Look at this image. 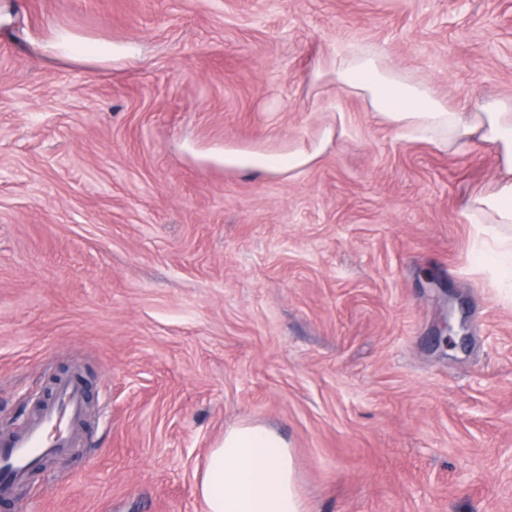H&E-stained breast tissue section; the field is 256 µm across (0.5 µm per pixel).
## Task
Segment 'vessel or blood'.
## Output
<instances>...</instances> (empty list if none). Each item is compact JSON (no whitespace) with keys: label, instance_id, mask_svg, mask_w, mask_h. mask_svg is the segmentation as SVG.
I'll return each mask as SVG.
<instances>
[{"label":"vessel or blood","instance_id":"b4317fda","mask_svg":"<svg viewBox=\"0 0 512 512\" xmlns=\"http://www.w3.org/2000/svg\"><path fill=\"white\" fill-rule=\"evenodd\" d=\"M85 411V393L79 376L59 381L52 402L30 419L26 427L0 438V503L13 488L27 482L38 462L77 447Z\"/></svg>","mask_w":512,"mask_h":512}]
</instances>
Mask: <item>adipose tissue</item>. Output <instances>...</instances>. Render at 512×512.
<instances>
[{
    "label": "adipose tissue",
    "instance_id": "adipose-tissue-1",
    "mask_svg": "<svg viewBox=\"0 0 512 512\" xmlns=\"http://www.w3.org/2000/svg\"><path fill=\"white\" fill-rule=\"evenodd\" d=\"M336 79L343 88L365 94L373 110L399 129L437 135L447 144L475 137L494 146L508 177L495 192L473 198L470 213L477 237L484 240L476 253L478 265L511 293L512 237L497 227L512 224V100H490L467 119L362 50L341 56ZM196 492L204 512H307L292 451L273 427L263 424L225 431L206 459Z\"/></svg>",
    "mask_w": 512,
    "mask_h": 512
}]
</instances>
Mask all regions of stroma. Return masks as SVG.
<instances>
[{"instance_id":"stroma-1","label":"stroma","mask_w":512,"mask_h":512,"mask_svg":"<svg viewBox=\"0 0 512 512\" xmlns=\"http://www.w3.org/2000/svg\"><path fill=\"white\" fill-rule=\"evenodd\" d=\"M349 46L512 98V0H0V433L63 371L90 400L0 512H204L243 423L308 512H512V297L467 212L498 158L384 122Z\"/></svg>"}]
</instances>
